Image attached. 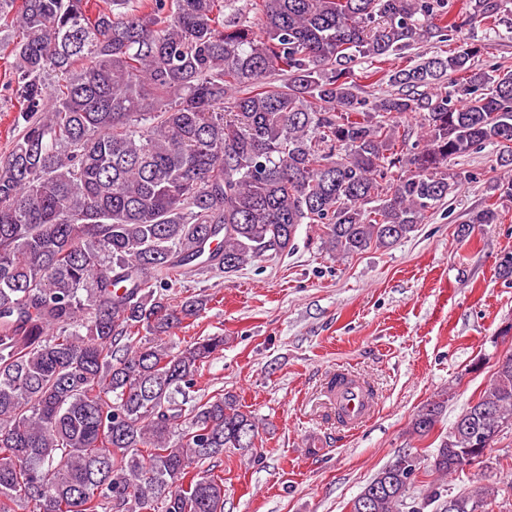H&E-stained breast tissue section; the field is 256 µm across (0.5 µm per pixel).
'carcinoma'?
<instances>
[{
	"label": "carcinoma",
	"mask_w": 512,
	"mask_h": 512,
	"mask_svg": "<svg viewBox=\"0 0 512 512\" xmlns=\"http://www.w3.org/2000/svg\"><path fill=\"white\" fill-rule=\"evenodd\" d=\"M0 0L25 125L0 156V512H224V449L256 458L236 396L199 394L224 336L174 330L208 299L172 301L192 269L232 273L286 255L302 224L332 257L407 238L459 183L448 164L487 145L512 173V69L478 45L388 68L512 0ZM363 78L394 92L364 95ZM416 113L422 142L400 116ZM489 206L458 228L497 224ZM446 399L410 422L428 436ZM512 424V356L432 455L476 464ZM419 473L399 455L350 512H399ZM500 489L456 495L486 512Z\"/></svg>",
	"instance_id": "carcinoma-1"
}]
</instances>
